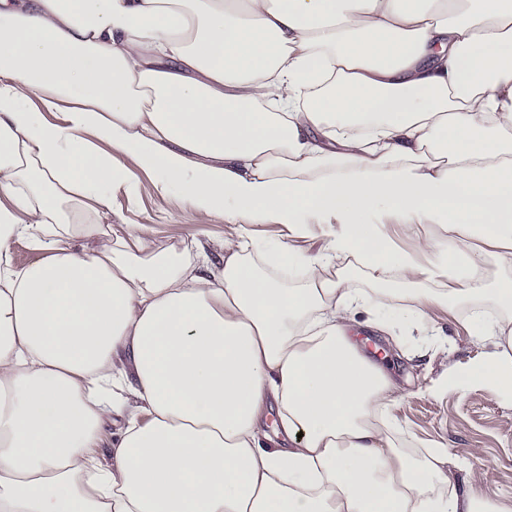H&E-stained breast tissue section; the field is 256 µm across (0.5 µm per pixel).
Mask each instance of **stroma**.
<instances>
[{
    "instance_id": "35a3bbf8",
    "label": "stroma",
    "mask_w": 512,
    "mask_h": 512,
    "mask_svg": "<svg viewBox=\"0 0 512 512\" xmlns=\"http://www.w3.org/2000/svg\"><path fill=\"white\" fill-rule=\"evenodd\" d=\"M120 161L143 190L134 203L114 190L109 222L143 228L148 256L195 240L213 260L222 259L220 243L229 231L223 214H207L180 196L158 194L132 157L124 155ZM472 313L469 306L451 313L434 310L424 336L412 316L382 306L378 316L388 331L359 325L351 336L399 384L400 397L392 406L399 448L420 458L430 449L447 450L455 460L448 472L451 487H463L471 474L481 472L485 498L512 502V395L490 384L448 379L449 369L466 371L493 349L491 340L469 334Z\"/></svg>"
}]
</instances>
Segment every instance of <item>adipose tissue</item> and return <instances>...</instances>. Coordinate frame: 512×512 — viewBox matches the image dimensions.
<instances>
[{
  "instance_id": "1",
  "label": "adipose tissue",
  "mask_w": 512,
  "mask_h": 512,
  "mask_svg": "<svg viewBox=\"0 0 512 512\" xmlns=\"http://www.w3.org/2000/svg\"><path fill=\"white\" fill-rule=\"evenodd\" d=\"M101 141L223 212L222 264L102 224L141 186ZM251 224L289 241L253 254ZM487 246L512 256V0H0V512H512L395 447L399 387L348 334L368 296L326 275L400 279L421 324L512 312ZM470 330L468 380L512 392V323ZM389 232L394 236L400 247L408 251L414 249L418 238L424 236L435 237L439 233L436 225L422 224H404L393 229L391 228ZM486 253H484L482 268L486 276V281L492 282L502 276L512 277V266L506 264L497 255V250L484 247Z\"/></svg>"
}]
</instances>
